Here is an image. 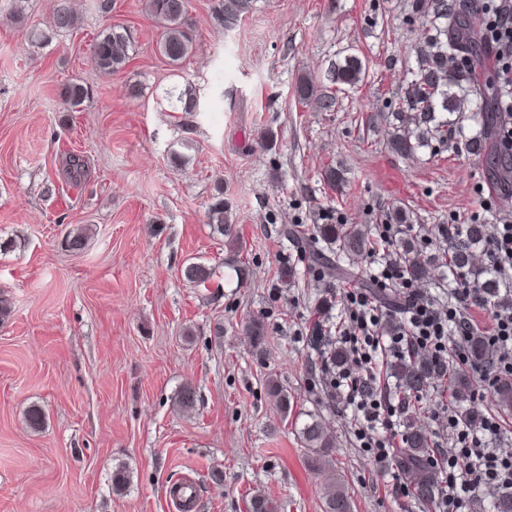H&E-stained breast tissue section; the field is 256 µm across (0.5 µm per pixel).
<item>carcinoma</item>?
Wrapping results in <instances>:
<instances>
[{
    "label": "carcinoma",
    "mask_w": 512,
    "mask_h": 512,
    "mask_svg": "<svg viewBox=\"0 0 512 512\" xmlns=\"http://www.w3.org/2000/svg\"><path fill=\"white\" fill-rule=\"evenodd\" d=\"M252 7V0H218L216 13L224 29L234 28ZM421 11L432 15L425 28L423 46L420 47L417 71L406 89L404 96L394 104L391 116L396 126L391 134V150L402 156H411L416 147L431 140H448L452 123L438 122L435 113L448 111V81L462 77V68L469 65L467 57L469 32L464 18L468 8L458 7L448 12V0H422ZM146 11L163 28L159 43L160 52L174 65L180 64L194 48L191 29L188 27L185 0H145ZM78 16L67 5L66 0L52 14V27L57 30H70L76 26ZM131 39L127 30L112 26L103 30L92 45V60L103 72L114 73L121 69L128 59ZM365 65L356 56H347L340 63L331 66L327 78L303 77L294 88L295 97L301 102L313 99L322 112L336 111L337 93L341 86H353L362 79ZM87 91L80 83L69 84L65 92L67 109L74 110L84 101ZM479 97V111L486 112L490 123L497 121V115L489 111L497 88L490 82L475 88ZM211 221L217 225L221 235H231V225L224 223V191L217 189L213 202L208 208ZM317 236L327 241L339 240L343 252L361 255L370 246L369 231L341 224H319L315 228ZM465 240L452 250L450 264L457 270L468 268L475 256L477 245L486 236L483 224H468L461 230ZM88 240L87 231L72 229L64 235L63 244L68 251L79 253ZM399 261L410 283L420 282L429 275V265L415 249L405 246L399 253ZM212 269L202 263L191 262L182 268V277L193 284L202 285L210 281ZM468 356L473 362L490 364V349L484 337H467ZM405 391L419 396L426 391L429 381L439 375L440 369L425 361L401 359L395 364ZM197 395L194 387L184 385L177 395V405L184 411L195 410ZM304 448L308 451L310 466L321 469L329 462L334 440L326 423L309 416L299 429ZM401 464L408 470L412 497L420 502L435 498L437 487L427 468L430 457V440L420 429H411L404 435V448L400 449ZM324 512H352L353 500L341 479H336L324 488Z\"/></svg>",
    "instance_id": "obj_1"
}]
</instances>
